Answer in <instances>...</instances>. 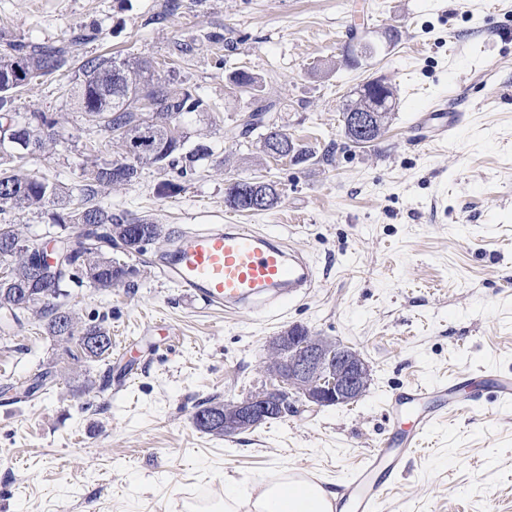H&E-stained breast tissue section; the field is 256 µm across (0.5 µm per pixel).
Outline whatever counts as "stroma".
<instances>
[{
    "label": "stroma",
    "mask_w": 512,
    "mask_h": 512,
    "mask_svg": "<svg viewBox=\"0 0 512 512\" xmlns=\"http://www.w3.org/2000/svg\"><path fill=\"white\" fill-rule=\"evenodd\" d=\"M0 0V49L24 41H90L70 66L42 77L18 103L55 113L64 139L22 171L77 185L85 144L101 134L64 90L84 58L150 56L173 64L209 100L191 137L216 147L183 191L159 192L175 172L144 168L101 206L166 225L257 224L304 250L321 278L273 319L226 314L185 296L157 269L164 244L130 255L135 292L75 289L83 323L107 321L112 386L86 394L99 366L74 372L38 325L0 341V384L57 363L54 383L0 396V512H186L197 498L246 491L285 471L338 485L392 427L389 396L463 374H512V0ZM371 55L349 63L358 42ZM192 44L189 54L180 44ZM243 69L280 102L275 118L314 159H275L225 138L249 93ZM373 78L397 107L369 148L343 133V107ZM457 104L451 139L419 142L414 114ZM274 182L282 202L259 214L224 204L230 180ZM300 325L358 350L371 369L364 397L310 407L215 439L193 415L209 400L271 388L270 342ZM379 512H512V405L467 404L439 421Z\"/></svg>",
    "instance_id": "obj_1"
}]
</instances>
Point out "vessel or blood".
<instances>
[{
  "instance_id": "obj_1",
  "label": "vessel or blood",
  "mask_w": 512,
  "mask_h": 512,
  "mask_svg": "<svg viewBox=\"0 0 512 512\" xmlns=\"http://www.w3.org/2000/svg\"><path fill=\"white\" fill-rule=\"evenodd\" d=\"M459 124L447 107L416 112L413 127L425 140H446ZM167 276L184 293L231 313L253 316L285 312L291 302L317 284L314 266L304 253L284 247L278 235L242 224H220L183 233L162 256ZM493 396L512 401V376H495L481 384L464 376L448 382L416 384L391 399V423L406 425L401 439L379 441L341 484L332 512H377L404 471L423 436L441 415L462 402Z\"/></svg>"
}]
</instances>
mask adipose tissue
I'll use <instances>...</instances> for the list:
<instances>
[{
	"label": "adipose tissue",
	"mask_w": 512,
	"mask_h": 512,
	"mask_svg": "<svg viewBox=\"0 0 512 512\" xmlns=\"http://www.w3.org/2000/svg\"><path fill=\"white\" fill-rule=\"evenodd\" d=\"M328 496L324 485L288 475L279 482H261L253 512H331Z\"/></svg>",
	"instance_id": "ef3b65f1"
}]
</instances>
